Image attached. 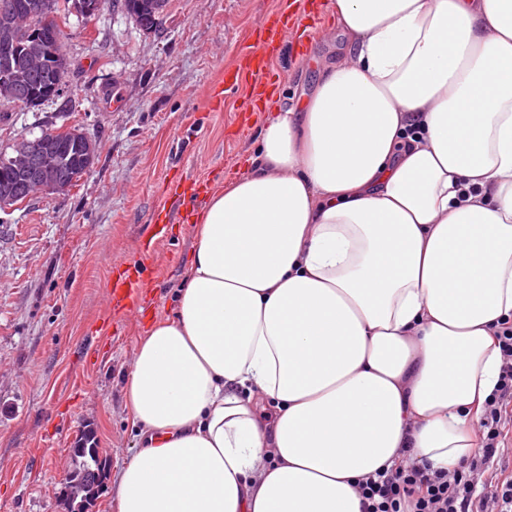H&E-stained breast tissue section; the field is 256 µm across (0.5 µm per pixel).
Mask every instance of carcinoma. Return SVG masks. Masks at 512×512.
Instances as JSON below:
<instances>
[{
  "instance_id": "1",
  "label": "carcinoma",
  "mask_w": 512,
  "mask_h": 512,
  "mask_svg": "<svg viewBox=\"0 0 512 512\" xmlns=\"http://www.w3.org/2000/svg\"><path fill=\"white\" fill-rule=\"evenodd\" d=\"M45 0H0V69L9 72V87L0 92L8 104L29 106L34 96L55 99V86L63 82L67 68L59 64L64 29L57 18L71 13L78 0H54L51 10L43 8ZM102 8H117L148 32L161 25L168 0H99ZM46 141L60 157L55 181L72 186L85 173L88 138L79 139L67 132H51ZM40 180L39 161L32 159L26 169L15 168L0 160V195L19 201L36 192ZM82 467L69 481L70 495L89 503L96 494L100 478L99 462L93 448H77Z\"/></svg>"
}]
</instances>
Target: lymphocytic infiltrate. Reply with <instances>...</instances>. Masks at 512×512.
<instances>
[{
  "label": "lymphocytic infiltrate",
  "instance_id": "obj_1",
  "mask_svg": "<svg viewBox=\"0 0 512 512\" xmlns=\"http://www.w3.org/2000/svg\"><path fill=\"white\" fill-rule=\"evenodd\" d=\"M495 337L502 364L480 423L481 457L450 472L408 464L359 480L363 512H512V476L490 468L512 423V322H498Z\"/></svg>",
  "mask_w": 512,
  "mask_h": 512
}]
</instances>
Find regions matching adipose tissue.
Masks as SVG:
<instances>
[{
  "instance_id": "adipose-tissue-1",
  "label": "adipose tissue",
  "mask_w": 512,
  "mask_h": 512,
  "mask_svg": "<svg viewBox=\"0 0 512 512\" xmlns=\"http://www.w3.org/2000/svg\"><path fill=\"white\" fill-rule=\"evenodd\" d=\"M346 47L210 194L131 363L116 512H361L480 447L512 319V0H330Z\"/></svg>"
}]
</instances>
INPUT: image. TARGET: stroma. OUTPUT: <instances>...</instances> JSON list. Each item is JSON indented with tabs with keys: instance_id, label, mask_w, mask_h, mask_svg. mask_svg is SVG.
I'll return each instance as SVG.
<instances>
[{
	"instance_id": "stroma-1",
	"label": "stroma",
	"mask_w": 512,
	"mask_h": 512,
	"mask_svg": "<svg viewBox=\"0 0 512 512\" xmlns=\"http://www.w3.org/2000/svg\"><path fill=\"white\" fill-rule=\"evenodd\" d=\"M280 0H169L159 32L105 9L69 13L64 43L68 106L0 105V150L45 130L78 129L97 146L93 167L60 194H34L0 209V512H104L70 499L64 476L75 448L97 450L119 470L137 451L127 407L129 367L158 320L174 317L192 257L193 225H169L144 274V302L110 313L112 271L133 259L162 204L164 183L209 189L245 172L266 102L297 104L327 54L317 35L330 10L298 18L280 53L279 79L253 104L241 82L214 107L211 92Z\"/></svg>"
}]
</instances>
